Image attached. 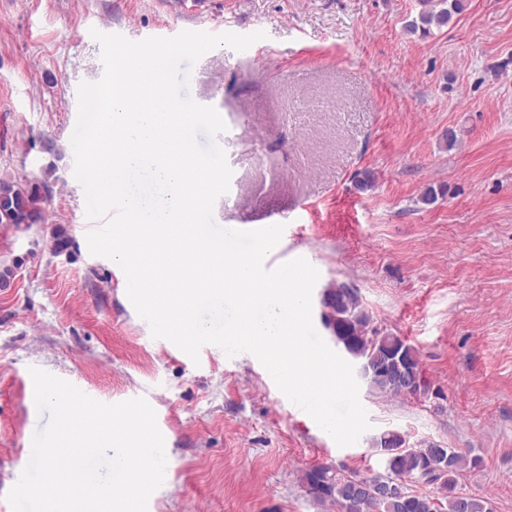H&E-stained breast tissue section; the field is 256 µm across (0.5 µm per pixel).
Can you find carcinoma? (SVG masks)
<instances>
[{"instance_id":"cac0c4a2","label":"carcinoma","mask_w":512,"mask_h":512,"mask_svg":"<svg viewBox=\"0 0 512 512\" xmlns=\"http://www.w3.org/2000/svg\"><path fill=\"white\" fill-rule=\"evenodd\" d=\"M422 8L404 29L426 36L448 25L466 9L465 0H421ZM43 185L25 184L11 176L0 177V224H37L43 220ZM321 319L336 346L361 361L370 387L392 396L427 395L417 349L389 333L371 328L372 319L362 307L357 292L342 282L331 283L322 294ZM384 457V472L370 477L347 473L329 464L303 472L300 481L318 503H334L340 512H493L485 497L472 495L459 478L480 465V458L455 448L421 444L408 447L401 434L383 433L376 441ZM433 487L431 494L414 491L411 483Z\"/></svg>"}]
</instances>
